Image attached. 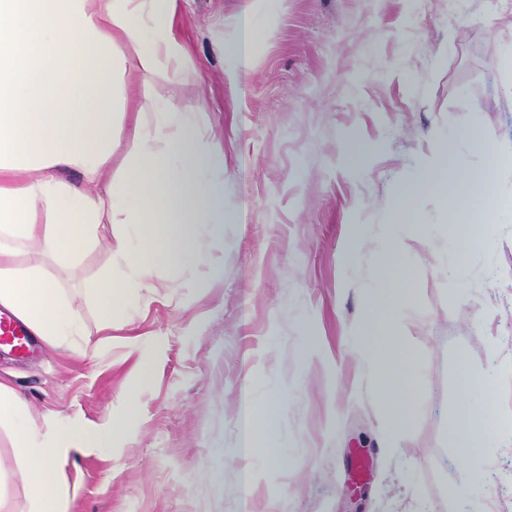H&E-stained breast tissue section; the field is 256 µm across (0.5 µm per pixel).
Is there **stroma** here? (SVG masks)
Returning a JSON list of instances; mask_svg holds the SVG:
<instances>
[{"label":"stroma","mask_w":512,"mask_h":512,"mask_svg":"<svg viewBox=\"0 0 512 512\" xmlns=\"http://www.w3.org/2000/svg\"><path fill=\"white\" fill-rule=\"evenodd\" d=\"M176 33L185 59L124 127L164 100L219 140L223 244L200 236L203 265L155 268L107 341L87 290L112 233L68 268L32 246L17 257L58 283L83 333L26 361L0 351V380L35 421L114 426L111 447L62 464L69 512H512V0H177ZM441 169L447 193L404 205ZM400 280L390 321L416 366L404 421L355 350L374 291ZM463 363L482 382L473 471L454 423ZM248 402L267 414L244 457ZM24 464L0 427L10 512H27ZM239 37L232 55L237 60L238 66L246 67L248 64V53L256 33V23L252 14H245L238 23Z\"/></svg>","instance_id":"35a3bbf8"}]
</instances>
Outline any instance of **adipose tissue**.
<instances>
[{"instance_id":"ef3b65f1","label":"adipose tissue","mask_w":512,"mask_h":512,"mask_svg":"<svg viewBox=\"0 0 512 512\" xmlns=\"http://www.w3.org/2000/svg\"><path fill=\"white\" fill-rule=\"evenodd\" d=\"M177 0H0V307L52 344L76 323L66 297L40 267L18 269V247L38 246L58 264L81 257L106 225H116L118 273L90 294L102 307V330L137 306L155 265L196 261L198 229L224 239V181L208 170L220 154L198 138L185 112L156 107L151 126L123 137L128 103L124 74L149 78L181 62L174 34ZM123 176L106 182L113 157ZM82 172L95 193L67 187L60 174ZM396 297L379 289L378 320L363 351L379 371L405 380L412 365L383 320ZM0 424L12 427L29 461L19 473L28 512H68L60 466L81 448L112 442V425L79 419L42 438L25 402L0 383Z\"/></svg>"}]
</instances>
